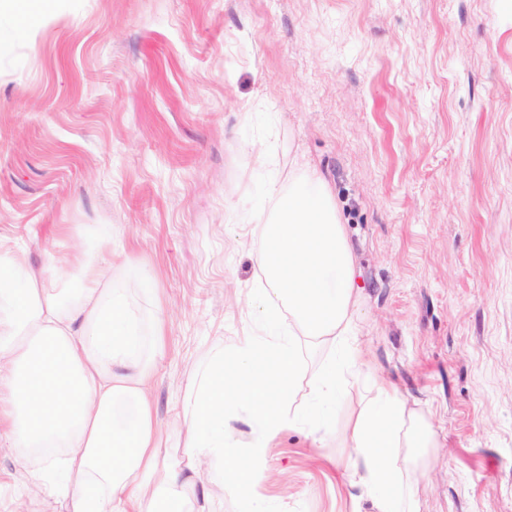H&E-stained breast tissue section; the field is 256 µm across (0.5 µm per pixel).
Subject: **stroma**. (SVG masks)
I'll use <instances>...</instances> for the list:
<instances>
[{
    "label": "stroma",
    "instance_id": "obj_1",
    "mask_svg": "<svg viewBox=\"0 0 512 512\" xmlns=\"http://www.w3.org/2000/svg\"><path fill=\"white\" fill-rule=\"evenodd\" d=\"M262 158H255V151ZM321 176L365 364L315 447L263 449L250 498L194 512H373L343 471L371 379L430 418L423 512H512V0H40L0 16V244L32 269L107 239L182 460L188 383L261 316L253 212ZM0 446V512H70Z\"/></svg>",
    "mask_w": 512,
    "mask_h": 512
}]
</instances>
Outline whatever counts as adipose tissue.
<instances>
[{
	"label": "adipose tissue",
	"instance_id": "obj_1",
	"mask_svg": "<svg viewBox=\"0 0 512 512\" xmlns=\"http://www.w3.org/2000/svg\"><path fill=\"white\" fill-rule=\"evenodd\" d=\"M270 210L255 216L262 234L252 252L267 285L255 299L270 316L243 336L235 356L215 358L191 380L194 434L184 465L162 462V436L146 388L162 356L163 324L151 336L112 290L104 243L74 265L38 275L0 245V443L40 476L41 487L69 498L71 512H192L196 481L223 485L237 460L230 416L252 414L263 435L309 428L323 444L333 428L343 367H357L354 267L336 204L313 173L289 188L271 185ZM287 311L297 334L282 337L274 313ZM340 346L344 357L315 372L308 409L293 406L301 344ZM430 426L398 390L373 382L352 427L349 476L375 512H421L416 449Z\"/></svg>",
	"mask_w": 512,
	"mask_h": 512
}]
</instances>
